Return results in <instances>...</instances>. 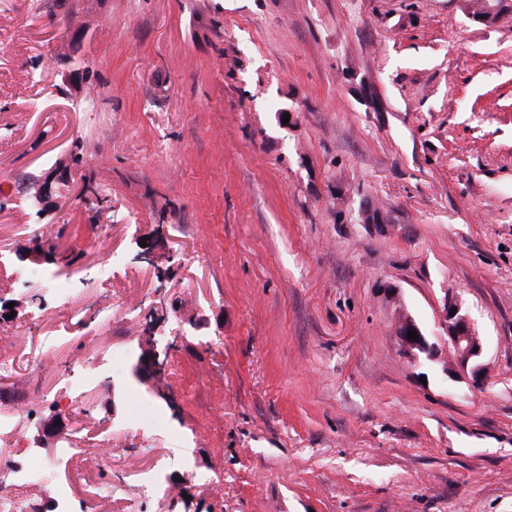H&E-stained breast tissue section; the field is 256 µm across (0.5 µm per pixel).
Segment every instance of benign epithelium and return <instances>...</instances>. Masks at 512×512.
<instances>
[{"instance_id":"obj_1","label":"benign epithelium","mask_w":512,"mask_h":512,"mask_svg":"<svg viewBox=\"0 0 512 512\" xmlns=\"http://www.w3.org/2000/svg\"><path fill=\"white\" fill-rule=\"evenodd\" d=\"M71 177L69 165L57 166L48 171L33 187L30 195L32 202L39 206H46L52 202L53 196L61 192ZM456 313H450L451 309ZM443 320L448 327V340L456 354L454 366L451 371L457 376H465L478 383L484 380V366L480 362L482 355L481 339L468 314L461 304L454 300L446 302L443 311ZM414 332L417 339L408 338V332ZM401 348L404 355L413 363L420 358L434 361L439 357L438 348L429 342L418 326L410 319L403 321L398 328Z\"/></svg>"}]
</instances>
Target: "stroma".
Returning a JSON list of instances; mask_svg holds the SVG:
<instances>
[{
  "instance_id": "1",
  "label": "stroma",
  "mask_w": 512,
  "mask_h": 512,
  "mask_svg": "<svg viewBox=\"0 0 512 512\" xmlns=\"http://www.w3.org/2000/svg\"><path fill=\"white\" fill-rule=\"evenodd\" d=\"M61 163L70 187L31 206ZM449 296L482 385L445 370ZM405 318L440 360L409 362ZM16 330L48 347L0 373V453L56 460L39 498L67 481L128 512L163 462L141 512H512V18L0 0V336ZM116 357L111 382H62ZM139 401L159 425L133 421ZM76 432L123 449L111 479L60 458Z\"/></svg>"
}]
</instances>
